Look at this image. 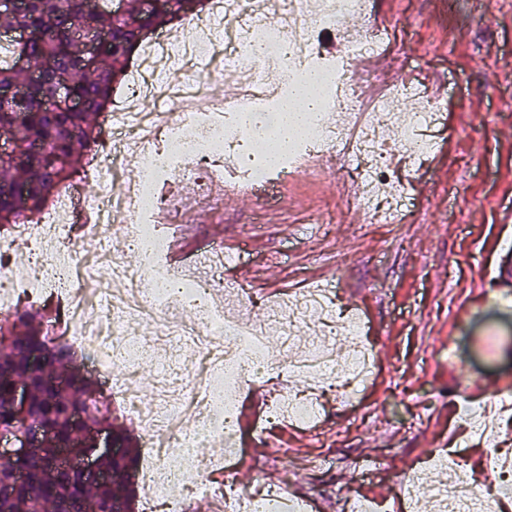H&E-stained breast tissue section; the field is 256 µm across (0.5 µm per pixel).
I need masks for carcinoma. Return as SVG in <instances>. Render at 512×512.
Masks as SVG:
<instances>
[{"mask_svg":"<svg viewBox=\"0 0 512 512\" xmlns=\"http://www.w3.org/2000/svg\"><path fill=\"white\" fill-rule=\"evenodd\" d=\"M98 8L87 15L81 0H28L22 14L2 15L8 30L25 27L33 37L21 46L0 39V85L25 88L19 98L0 99V133L10 138L25 163L16 165L0 158V228L23 224L53 204L72 179L89 163L101 133L100 118L109 111L116 85L122 83L131 52L145 39L143 31L162 29L177 19L200 10L202 0H162L152 13H144L141 0H97ZM95 29L107 33L99 47V64L85 65L83 32ZM39 65L52 67L37 81L18 66L21 54ZM66 76L70 92L82 103L73 112L55 101L58 77ZM57 309L46 303L16 305L0 311V432L23 426H41L52 433L43 439L25 465L26 485H10L13 464L0 468V512H115L118 503L134 512L136 491L127 476L138 466L137 442L112 417V401L104 395L103 383L81 369L78 356L52 325ZM44 359L41 370H33L29 360ZM19 380L31 387L27 419L15 416L10 391ZM76 411L87 414L92 426L104 425L125 443L119 456H99L102 469L110 474L104 486H85L80 478L53 464L57 448L65 443L72 450L93 448L82 435L84 427L71 420Z\"/></svg>","mask_w":512,"mask_h":512,"instance_id":"1","label":"carcinoma"}]
</instances>
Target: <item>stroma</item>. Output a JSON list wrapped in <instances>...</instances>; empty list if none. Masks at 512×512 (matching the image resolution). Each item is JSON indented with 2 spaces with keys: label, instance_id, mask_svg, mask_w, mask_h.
<instances>
[{
  "label": "stroma",
  "instance_id": "obj_1",
  "mask_svg": "<svg viewBox=\"0 0 512 512\" xmlns=\"http://www.w3.org/2000/svg\"><path fill=\"white\" fill-rule=\"evenodd\" d=\"M376 9L390 48L369 55L373 82L394 83L410 62L423 81L441 79L447 94L432 153L401 172L415 214L397 224L355 223L340 172L301 168L274 223H260L248 193L228 188L180 228L186 237L252 241L253 298L240 313L258 316L274 291L332 275L343 302L371 320L381 373L361 422L337 414L327 398L321 430L305 439L273 428L269 447L233 474L247 489L262 474L285 471L324 512L356 489L357 459L385 468L374 497L391 501L432 452L459 454L482 480L490 455L512 448V422L486 443L457 423L464 401L512 390V0H378ZM328 450L331 489L314 466Z\"/></svg>",
  "mask_w": 512,
  "mask_h": 512
}]
</instances>
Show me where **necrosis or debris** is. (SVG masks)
Instances as JSON below:
<instances>
[{"label": "necrosis or debris", "mask_w": 512, "mask_h": 512, "mask_svg": "<svg viewBox=\"0 0 512 512\" xmlns=\"http://www.w3.org/2000/svg\"><path fill=\"white\" fill-rule=\"evenodd\" d=\"M373 9V0H277L275 19L268 24L258 20L253 0H244L236 23L229 25L224 0H207L204 15L189 27L162 31L142 46L103 126L91 169L102 179L99 192L79 200L74 191H65L35 225L0 235V309L13 308L19 291L33 299L51 293L64 300L66 338L81 350L97 352L98 371L110 378L112 394L139 423L143 512H186L174 493L178 487L220 500L226 512H284L287 479L264 481L253 494L229 478L215 486L201 479L197 450L222 443L224 464L232 466L246 455L248 444L265 440L269 420H286L298 431L314 425L320 385L355 401L377 373L363 313L338 315L330 291L317 290L291 295L284 306L269 304L264 318L254 322L230 317L215 293L224 281L223 265L204 276L175 274L164 262L169 241L155 220L162 184H193L202 204L212 198L208 172L226 162L234 163L246 185L269 180L259 150L240 139L239 126L249 113L273 117L279 99L248 96L238 111L227 112L216 103L214 88L246 75L252 83L272 82L285 92L305 67L324 76L317 132L293 143L280 171L289 173L303 161L342 148L360 177L345 200L347 209L372 224H395L411 213L413 198L387 181V167L396 158L412 162L431 152L421 131L438 120L439 107L430 99L411 119L401 117L397 103L420 95L411 78L371 95L358 63L377 51L382 34L349 37L341 25ZM331 35L342 42L333 56L324 51ZM176 63L188 75L179 85L167 81ZM147 98L169 109L165 124L138 110V101ZM134 141L142 142L145 152L130 194L117 197L112 185L126 177L119 147ZM81 210L95 221L79 239L71 225ZM118 223L139 258L138 268L126 266L112 251V227ZM104 268L111 270V279H100ZM147 321L153 329L149 336L142 330ZM146 361L160 370L149 395L136 379L137 367ZM273 373L303 377L310 388L270 406L250 438H243L241 397ZM188 416L194 420L189 431L183 427ZM488 471L495 481L485 495L458 459L430 455L402 481L400 512H408L422 490L428 491L434 512H498L502 489L512 485V455L490 458Z\"/></svg>", "instance_id": "necrosis-or-debris-1"}]
</instances>
